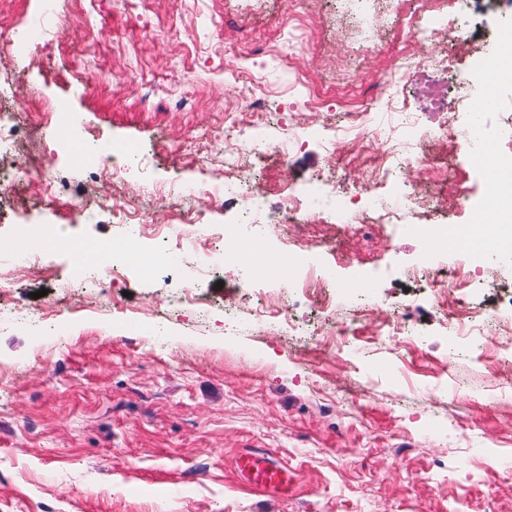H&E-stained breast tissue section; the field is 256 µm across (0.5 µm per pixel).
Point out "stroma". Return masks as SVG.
Returning a JSON list of instances; mask_svg holds the SVG:
<instances>
[{"mask_svg": "<svg viewBox=\"0 0 512 512\" xmlns=\"http://www.w3.org/2000/svg\"><path fill=\"white\" fill-rule=\"evenodd\" d=\"M288 2L146 0L131 12L120 0H85L47 47L0 52V77L31 92L15 119L32 140L53 142L44 106L66 99L77 139L138 145L144 164L125 191L139 209L158 219L187 205L202 220L190 237L176 224L140 236L145 252H182L151 277L121 267L113 286L73 288L71 253L48 245L0 283V512H512V361L474 348L481 313L502 305V293L462 288L442 310L425 283L467 265L465 253L424 250L421 236L393 224L241 226L272 256L283 237L302 244L332 282L310 296L196 255L224 229L202 192L223 183V154L194 161L188 151L239 109L248 74L273 82V139L297 122L345 121L365 104L388 127L397 115L384 80L406 53L446 48L440 37L417 44L392 23L358 59L336 35L338 0L293 13ZM451 60L448 71L407 77L397 95L408 111H428L471 66L464 54ZM182 93L191 109L171 108ZM32 140L0 158L24 161ZM436 152L420 174L438 199L434 220L471 223L456 199L464 187L484 196V181L453 141ZM343 167L357 187L372 175L316 140L288 162L255 163L269 210L283 187ZM57 176L65 201L56 207L35 179L0 203V252L21 223H54L79 244L132 234L103 206L102 180L67 168ZM79 202L86 210L72 217ZM359 277L373 284L374 311L342 333L343 309L326 299ZM191 288L205 309L186 303ZM460 309L467 334L452 344ZM246 448L287 464V494L237 484Z\"/></svg>", "mask_w": 512, "mask_h": 512, "instance_id": "1", "label": "stroma"}]
</instances>
